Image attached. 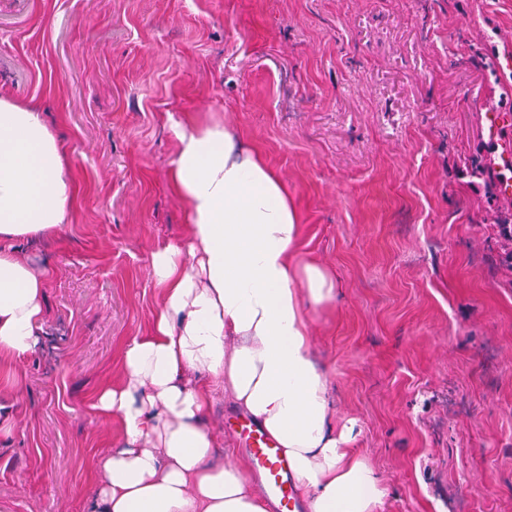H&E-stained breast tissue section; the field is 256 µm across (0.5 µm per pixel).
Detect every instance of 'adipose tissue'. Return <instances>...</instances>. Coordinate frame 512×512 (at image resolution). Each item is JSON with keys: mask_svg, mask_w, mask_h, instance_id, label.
Returning a JSON list of instances; mask_svg holds the SVG:
<instances>
[{"mask_svg": "<svg viewBox=\"0 0 512 512\" xmlns=\"http://www.w3.org/2000/svg\"><path fill=\"white\" fill-rule=\"evenodd\" d=\"M177 137L170 186L188 240L153 252L150 332L127 343L120 382L94 397L122 436L94 462L89 512H269L243 465L219 457L206 423L219 393L277 443L308 512H379V473L349 448L351 427L332 424V376L315 360L308 314L335 307L336 284L300 258L287 187L222 122L193 121ZM69 167L42 112L0 96V395L20 387L47 279L12 244L69 225Z\"/></svg>", "mask_w": 512, "mask_h": 512, "instance_id": "ef3b65f1", "label": "adipose tissue"}]
</instances>
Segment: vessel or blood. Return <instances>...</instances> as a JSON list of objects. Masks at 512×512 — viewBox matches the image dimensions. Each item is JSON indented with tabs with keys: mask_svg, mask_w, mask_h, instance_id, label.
Segmentation results:
<instances>
[{
	"mask_svg": "<svg viewBox=\"0 0 512 512\" xmlns=\"http://www.w3.org/2000/svg\"><path fill=\"white\" fill-rule=\"evenodd\" d=\"M239 437L248 454L250 473L259 480L273 512H303L293 473L276 442L249 420L240 421Z\"/></svg>",
	"mask_w": 512,
	"mask_h": 512,
	"instance_id": "b4317fda",
	"label": "vessel or blood"
}]
</instances>
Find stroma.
Here are the masks:
<instances>
[{"mask_svg":"<svg viewBox=\"0 0 512 512\" xmlns=\"http://www.w3.org/2000/svg\"><path fill=\"white\" fill-rule=\"evenodd\" d=\"M0 94L42 109L79 186L0 431V512H87L119 426L91 409L184 244L176 131L216 119L288 186L336 307L309 314L381 512H512V270L472 174L512 162V0H0Z\"/></svg>","mask_w":512,"mask_h":512,"instance_id":"stroma-1","label":"stroma"}]
</instances>
